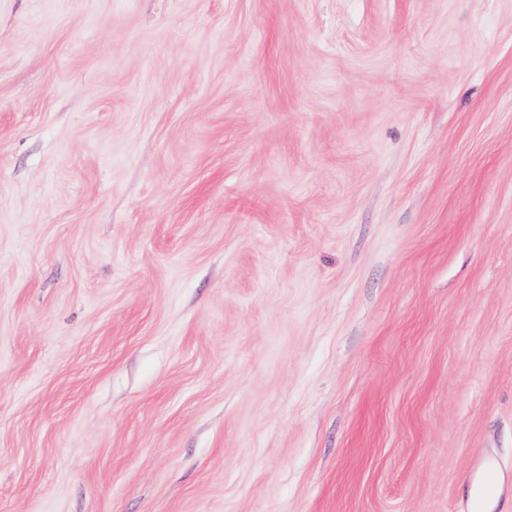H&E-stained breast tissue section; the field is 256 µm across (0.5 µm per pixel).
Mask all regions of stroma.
Returning <instances> with one entry per match:
<instances>
[{
    "label": "stroma",
    "instance_id": "1",
    "mask_svg": "<svg viewBox=\"0 0 512 512\" xmlns=\"http://www.w3.org/2000/svg\"><path fill=\"white\" fill-rule=\"evenodd\" d=\"M512 512V0H0V512Z\"/></svg>",
    "mask_w": 512,
    "mask_h": 512
}]
</instances>
